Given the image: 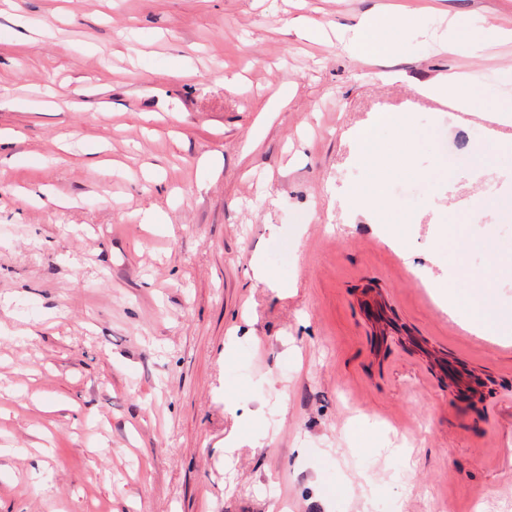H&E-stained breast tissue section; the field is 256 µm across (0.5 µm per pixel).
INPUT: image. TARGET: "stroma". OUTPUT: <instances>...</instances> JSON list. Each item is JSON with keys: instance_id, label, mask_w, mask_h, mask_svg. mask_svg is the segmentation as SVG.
<instances>
[{"instance_id": "stroma-1", "label": "stroma", "mask_w": 512, "mask_h": 512, "mask_svg": "<svg viewBox=\"0 0 512 512\" xmlns=\"http://www.w3.org/2000/svg\"><path fill=\"white\" fill-rule=\"evenodd\" d=\"M374 2L0 10V512H512V340L461 325L512 312V270L478 282L512 215L472 206L512 155L471 183L488 122L412 88L475 73L511 105L512 41L437 37L458 13L512 30V0H404L420 31L367 64L329 36ZM404 110L383 219L411 218L416 272L328 192L372 175L348 131Z\"/></svg>"}]
</instances>
